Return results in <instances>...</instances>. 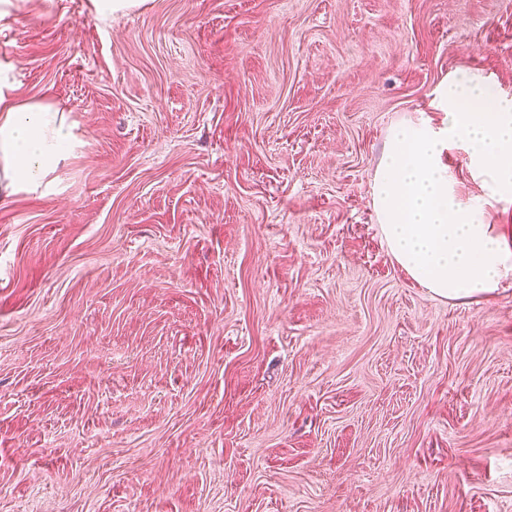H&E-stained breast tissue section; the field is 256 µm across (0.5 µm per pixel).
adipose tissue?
Instances as JSON below:
<instances>
[{"label":"adipose tissue","mask_w":512,"mask_h":512,"mask_svg":"<svg viewBox=\"0 0 512 512\" xmlns=\"http://www.w3.org/2000/svg\"><path fill=\"white\" fill-rule=\"evenodd\" d=\"M0 76V200L40 188L66 158L74 135L58 109L18 101ZM440 121L393 126L372 183V205L395 262L434 296L490 297L512 288V240L455 190L448 152L461 146L484 203L512 198V99L478 75L440 92Z\"/></svg>","instance_id":"ef3b65f1"}]
</instances>
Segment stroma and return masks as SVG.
I'll return each instance as SVG.
<instances>
[{
    "label": "stroma",
    "instance_id": "obj_1",
    "mask_svg": "<svg viewBox=\"0 0 512 512\" xmlns=\"http://www.w3.org/2000/svg\"><path fill=\"white\" fill-rule=\"evenodd\" d=\"M0 63L76 137L0 204V512H512V288L371 206L512 0H0Z\"/></svg>",
    "mask_w": 512,
    "mask_h": 512
}]
</instances>
